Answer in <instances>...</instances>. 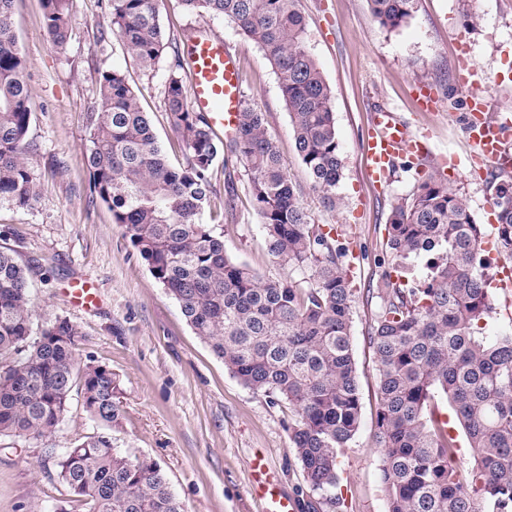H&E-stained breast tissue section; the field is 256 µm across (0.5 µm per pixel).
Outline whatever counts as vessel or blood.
Returning a JSON list of instances; mask_svg holds the SVG:
<instances>
[{
	"mask_svg": "<svg viewBox=\"0 0 512 512\" xmlns=\"http://www.w3.org/2000/svg\"><path fill=\"white\" fill-rule=\"evenodd\" d=\"M189 72V94L194 106L211 113L215 126L235 129L242 106L240 75L222 41L210 35L195 38L189 48ZM457 88L470 107L467 134L474 149L473 163L483 171L512 167V151L507 150L502 137L504 130L512 127V117L491 115V103L479 90L472 62L462 61ZM362 148L367 174L376 184L384 183L390 165L403 153L409 151L425 156L430 152L427 134L411 132L396 113L388 109L373 112L370 133ZM268 470L267 463L260 460L253 468L256 482L264 487L265 512H297L294 500L267 488Z\"/></svg>",
	"mask_w": 512,
	"mask_h": 512,
	"instance_id": "obj_1",
	"label": "vessel or blood"
}]
</instances>
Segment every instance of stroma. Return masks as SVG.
Returning <instances> with one entry per match:
<instances>
[{
    "label": "stroma",
    "mask_w": 512,
    "mask_h": 512,
    "mask_svg": "<svg viewBox=\"0 0 512 512\" xmlns=\"http://www.w3.org/2000/svg\"><path fill=\"white\" fill-rule=\"evenodd\" d=\"M296 7L306 20L307 46L334 94L344 169L332 209L323 206L297 154L277 76L258 45L224 18L187 11L179 0H165L160 19L170 37L181 40L201 30L223 40L240 67L242 100L264 113L267 134L312 223L332 230L354 256L352 331L362 418L338 458L337 491L344 504L336 512H387L374 439L376 356L367 330L380 305L374 287L391 268V210L411 197L433 164L400 156L387 184L376 186L365 177L360 144L381 108L396 112L411 131L428 130L432 150L457 161L451 187L486 239H493V187L467 175V107L456 74L460 54H468L494 106L512 107V0H418L412 19L395 30L374 19L367 0H296ZM14 19L33 89L28 137L35 150L28 162L40 195L29 210L0 206V230H7L5 244L22 262L39 265L30 288L34 324L61 317L78 327L79 359L107 366L120 381L123 418L112 430L114 447L132 458L157 460L187 512H264L253 479L258 458L267 462L277 491L306 504L312 493L288 441V404L272 402L232 376L90 189L86 118L100 107L97 79L106 67L122 70L140 89L160 145L173 165L184 164L162 95L170 57L145 70L119 40L101 39L112 25L109 0H74L70 37L61 49L46 33L40 0H14ZM419 85L434 93L437 111L419 110ZM212 182L218 200H230L236 214L235 223L224 227L229 255L263 278H286L287 270L268 252L242 164L232 155L217 162ZM77 279L93 288L95 305L75 302L71 284ZM92 428L75 399L43 444L0 437V512H65L70 492L44 450L70 446Z\"/></svg>",
    "instance_id": "stroma-1"
}]
</instances>
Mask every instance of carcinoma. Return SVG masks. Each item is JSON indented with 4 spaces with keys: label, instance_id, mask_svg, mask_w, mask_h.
<instances>
[{
    "label": "carcinoma",
    "instance_id": "carcinoma-1",
    "mask_svg": "<svg viewBox=\"0 0 512 512\" xmlns=\"http://www.w3.org/2000/svg\"><path fill=\"white\" fill-rule=\"evenodd\" d=\"M71 0H42L52 42L62 47ZM224 17L263 51L288 110L295 146L323 202L336 204L342 177L333 91L309 51L296 0H179ZM383 27L410 20L418 0H368ZM14 0H0V205L30 209L38 184L29 165L33 94L14 30ZM163 0H110L112 36L150 70L170 54L168 121L186 164L172 165L139 90L114 67L99 72L101 110L89 116L91 191L112 213L187 323L246 387L285 401L289 441L310 490L308 512H336L337 459L356 435L361 398L353 351L349 248L311 219L298 200L263 113L247 106L234 135L217 140L208 113L190 101L188 56L166 37ZM244 164L268 251L292 272L264 280L224 250V232L203 221L224 149ZM498 253L512 259V180L491 175ZM387 248L398 262L426 257L414 287L385 276L368 330L377 356L375 444L382 453L387 512H512V334L488 336L496 313L482 260L485 241L464 200L432 173L395 206ZM34 266L0 246V437L38 443L55 433L72 396L94 422L73 447L48 448L59 478L84 512H185L160 464L131 460L112 445L122 416L108 367L76 356V325L57 318L33 328ZM445 398L474 464L455 463L458 437L439 416Z\"/></svg>",
    "mask_w": 512,
    "mask_h": 512
}]
</instances>
